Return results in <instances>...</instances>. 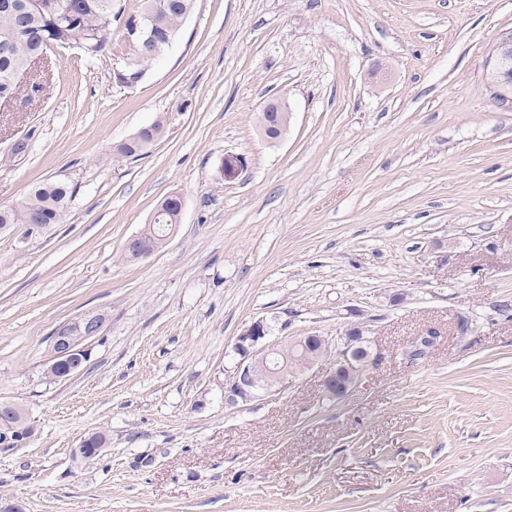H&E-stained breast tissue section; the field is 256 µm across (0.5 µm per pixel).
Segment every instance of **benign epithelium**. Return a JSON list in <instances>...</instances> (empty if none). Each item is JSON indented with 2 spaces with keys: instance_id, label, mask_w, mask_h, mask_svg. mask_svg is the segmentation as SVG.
Wrapping results in <instances>:
<instances>
[{
  "instance_id": "1",
  "label": "benign epithelium",
  "mask_w": 512,
  "mask_h": 512,
  "mask_svg": "<svg viewBox=\"0 0 512 512\" xmlns=\"http://www.w3.org/2000/svg\"><path fill=\"white\" fill-rule=\"evenodd\" d=\"M154 18L150 14H139L128 18L124 23V40L133 48L151 46ZM163 53V48L151 46V57L156 58ZM512 61V31L505 33L497 42L490 58L489 66L502 68ZM106 319L98 313H88L59 325L49 343L47 363L59 371L60 377L66 378L75 374L89 360L92 342L99 337L105 326ZM363 328L354 326L347 331L342 348L336 350V361L323 381L325 391L335 388L339 375L343 374L353 363L349 357V337L357 335ZM269 326L264 318H258L247 325L237 336L235 350L239 361L233 376L224 384V403L228 406L246 404L260 397L276 392L269 381L260 380L255 376V365L276 352V347L267 343ZM381 357L373 353L366 357L361 368L349 377L336 395H349L361 382L368 368L379 365Z\"/></svg>"
}]
</instances>
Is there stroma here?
<instances>
[{
  "label": "stroma",
  "mask_w": 512,
  "mask_h": 512,
  "mask_svg": "<svg viewBox=\"0 0 512 512\" xmlns=\"http://www.w3.org/2000/svg\"><path fill=\"white\" fill-rule=\"evenodd\" d=\"M510 30L512 0H196L136 87L113 79L122 23L103 56L49 51L43 93L0 108V205L75 188L60 223L0 230V402L34 426L0 450V503L512 512V108L484 79ZM270 100L292 114L275 142ZM159 118L147 154L113 158ZM228 154L245 160L230 179ZM173 192V238L128 259ZM91 312L88 363L48 378L50 334ZM261 317L278 345L366 323L382 360L335 402L329 355L225 406ZM98 431L105 452L75 460Z\"/></svg>",
  "instance_id": "stroma-1"
}]
</instances>
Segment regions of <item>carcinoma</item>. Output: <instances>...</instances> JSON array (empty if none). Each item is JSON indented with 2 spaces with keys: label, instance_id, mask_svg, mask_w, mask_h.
<instances>
[{
  "label": "carcinoma",
  "instance_id": "cac0c4a2",
  "mask_svg": "<svg viewBox=\"0 0 512 512\" xmlns=\"http://www.w3.org/2000/svg\"><path fill=\"white\" fill-rule=\"evenodd\" d=\"M164 8L155 13L154 41H172L179 33L184 20L193 10L195 0H163ZM71 10L78 14L79 23L63 27L56 19ZM117 15L112 13V0H0V45L9 46L8 52L0 53V100L15 98L22 92L33 96L43 91L40 84L22 85L13 81L17 70L28 68L31 60L43 52L46 41L69 44L86 43L98 39L100 47L87 57L94 59L104 53L112 43L113 23ZM152 62L149 49L136 51V58L120 66L130 80L136 81ZM485 78L491 86H497L512 95V73L487 70ZM152 142L143 138L129 144L120 143L113 149L118 159L136 158L147 153ZM75 192L67 181L56 180L33 186L19 202L0 205V224H57ZM181 214L176 204L165 205L160 220L145 225L141 232L145 249L152 254L165 246L173 226L180 223ZM321 344L303 345L289 341L277 347L276 353L256 365V373L267 377L278 368L293 373L320 355Z\"/></svg>",
  "mask_w": 512,
  "mask_h": 512
}]
</instances>
